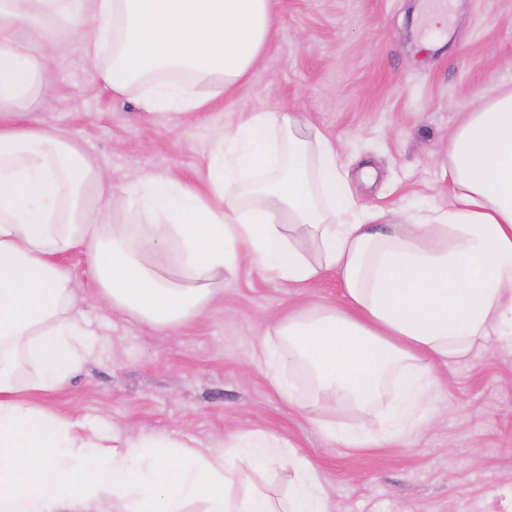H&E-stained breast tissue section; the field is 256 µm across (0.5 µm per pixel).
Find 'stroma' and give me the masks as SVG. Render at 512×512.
<instances>
[{
  "label": "stroma",
  "instance_id": "35a3bbf8",
  "mask_svg": "<svg viewBox=\"0 0 512 512\" xmlns=\"http://www.w3.org/2000/svg\"><path fill=\"white\" fill-rule=\"evenodd\" d=\"M446 3L448 26L432 31L418 17L428 0H276L275 33L249 78L188 122L113 97L74 42L51 67L53 106L33 98L24 110L96 155L118 189L135 173L195 182L216 127L285 106L335 143L358 205L429 214L451 199L446 149L462 113L512 89V0ZM343 303L335 276L294 288L244 263L172 329L83 307L98 331L93 352L43 404L66 421L191 446L273 435L319 470L331 512H512L511 348L454 364L437 394L442 415L372 448L327 441L277 392L254 357L260 342L301 305ZM396 401L391 392L367 414L339 405L326 418L377 435Z\"/></svg>",
  "mask_w": 512,
  "mask_h": 512
}]
</instances>
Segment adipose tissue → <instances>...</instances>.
<instances>
[{"label":"adipose tissue","instance_id":"obj_1","mask_svg":"<svg viewBox=\"0 0 512 512\" xmlns=\"http://www.w3.org/2000/svg\"><path fill=\"white\" fill-rule=\"evenodd\" d=\"M276 26L275 0H0V512H330L315 466L263 433L186 449L176 437L68 423L40 403L91 354L61 256L84 252L89 305L155 328L201 313L214 284L248 262L304 288L336 274L343 307L312 306L257 353L289 403L321 424L331 403L364 410L399 376L398 405L369 448L426 428L448 368L512 343V91L465 113L448 145L452 202L429 223H389L348 195L335 145L284 108L214 133L203 189L130 175L119 194L92 155L18 110L51 107L43 75L79 34L96 78L150 115L192 118L251 73ZM131 216L112 220L111 210ZM175 251L169 276L154 257ZM302 366L311 394L280 378ZM288 463L280 502L237 465Z\"/></svg>","mask_w":512,"mask_h":512}]
</instances>
